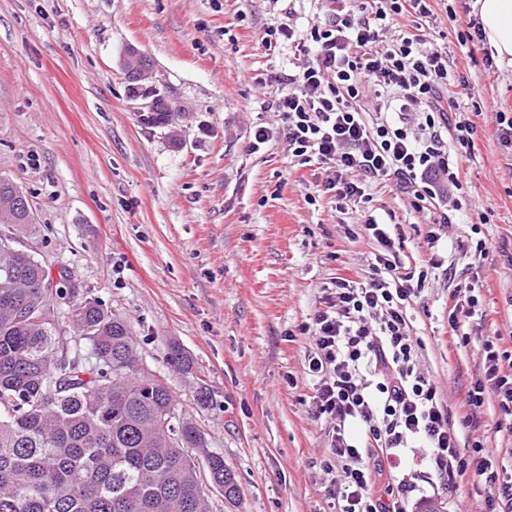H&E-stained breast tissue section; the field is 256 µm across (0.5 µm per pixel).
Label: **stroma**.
Masks as SVG:
<instances>
[{
    "instance_id": "35a3bbf8",
    "label": "stroma",
    "mask_w": 512,
    "mask_h": 512,
    "mask_svg": "<svg viewBox=\"0 0 512 512\" xmlns=\"http://www.w3.org/2000/svg\"><path fill=\"white\" fill-rule=\"evenodd\" d=\"M473 2L436 0L434 28L468 79L460 102L485 110L459 167L492 247L478 270L452 254L456 274L431 280L413 333L461 443L482 439L499 460L512 418L490 396L466 419L463 400L484 376L487 337L512 353V163L487 110L512 111V69L486 72L459 44ZM290 7L301 29L316 10L313 0H0V174L26 191L38 226L18 246L130 325L142 365L236 474L238 501L211 492L213 512H330L320 468L330 442L305 401L298 327L336 277L369 275L377 249L346 233L353 215L292 168L283 140L250 148L254 127L279 124L272 77L288 51L267 50L262 35ZM131 47L151 61L145 79L125 74ZM151 100L176 106V130L143 121ZM366 209L394 214L407 262L425 259L428 219L405 196L379 187ZM475 278L488 318L449 346V286ZM172 342L192 371L169 364Z\"/></svg>"
}]
</instances>
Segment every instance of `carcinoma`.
I'll use <instances>...</instances> for the list:
<instances>
[{"label":"carcinoma","instance_id":"1","mask_svg":"<svg viewBox=\"0 0 512 512\" xmlns=\"http://www.w3.org/2000/svg\"><path fill=\"white\" fill-rule=\"evenodd\" d=\"M28 196L0 176V241L36 232ZM0 246V512H212L239 493L224 457L181 416L166 381L140 364L132 330L67 275ZM66 307L70 345L55 315ZM182 371L193 362L169 344Z\"/></svg>","mask_w":512,"mask_h":512}]
</instances>
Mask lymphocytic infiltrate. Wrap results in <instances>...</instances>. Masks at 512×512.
<instances>
[{"instance_id":"f902f5d3","label":"lymphocytic infiltrate","mask_w":512,"mask_h":512,"mask_svg":"<svg viewBox=\"0 0 512 512\" xmlns=\"http://www.w3.org/2000/svg\"><path fill=\"white\" fill-rule=\"evenodd\" d=\"M431 0H323L304 31L293 23L267 26L268 48L288 45L293 59L276 75L271 103L278 130L255 127L260 151L280 136L296 168L325 173L323 192L347 213L388 186L428 215L429 257L408 266L385 224L367 216L363 229L379 244L369 276L337 277L300 331L309 338V407L324 422L332 454L321 468L334 512H407L419 492L417 473L398 475L408 449L439 479L442 493L458 478H484V512H512V464L496 465L481 441L459 445L435 380L420 366L409 309L434 270L455 252L474 261L490 246L479 224L469 236H448L465 196L459 159L474 153V122L459 117L451 88L467 86L448 67V53L430 39ZM485 375L467 391L468 407L494 393L512 416V354L491 339L483 344Z\"/></svg>"}]
</instances>
